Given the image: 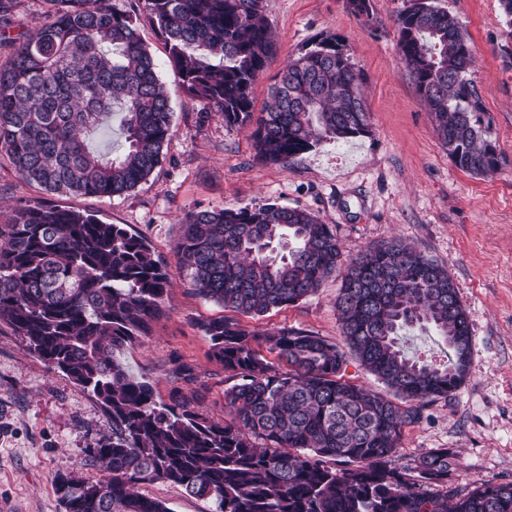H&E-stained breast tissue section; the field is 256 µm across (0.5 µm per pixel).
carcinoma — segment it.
<instances>
[{
  "label": "carcinoma",
  "mask_w": 512,
  "mask_h": 512,
  "mask_svg": "<svg viewBox=\"0 0 512 512\" xmlns=\"http://www.w3.org/2000/svg\"><path fill=\"white\" fill-rule=\"evenodd\" d=\"M48 18L11 36L22 0H0V161L53 195L121 197L145 182L171 135L170 92L119 0H45ZM164 36L188 97L227 127L251 117L255 82L278 48L261 0H142ZM398 54L453 164L488 177L501 166L472 50L456 16L435 0H407ZM121 112L123 150L102 154L89 135ZM252 133L256 156L286 169L323 140L368 133L362 79L344 39L326 34L289 61ZM175 245L201 297L259 316L341 278L343 344L298 329L269 333L233 317L201 325L234 384L230 419L195 410L177 390L155 399L114 352L149 333L170 285L148 242L122 224L49 205L17 209L0 225V321L28 350L92 392L112 436L91 449L107 476L59 473L65 512H171L137 491L164 481L215 504L214 512H512V483H448L446 448L397 466L405 427L471 372L469 314L448 269L400 240L345 256L310 211L277 202L190 210ZM430 327L441 363L406 354L401 336ZM386 395L345 378L349 357Z\"/></svg>",
  "instance_id": "cac0c4a2"
}]
</instances>
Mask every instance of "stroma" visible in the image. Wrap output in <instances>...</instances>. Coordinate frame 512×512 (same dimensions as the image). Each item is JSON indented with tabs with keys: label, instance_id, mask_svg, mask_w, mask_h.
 <instances>
[{
	"label": "stroma",
	"instance_id": "35a3bbf8",
	"mask_svg": "<svg viewBox=\"0 0 512 512\" xmlns=\"http://www.w3.org/2000/svg\"><path fill=\"white\" fill-rule=\"evenodd\" d=\"M436 2L458 18L471 44V76L502 155L494 176L458 169L438 139L398 55L395 19L405 0H371L373 26L351 14L348 0H262L278 42V66L320 35L334 34L348 44L364 80L368 134L322 142L287 169L257 160L255 123L225 127L220 115L189 100L140 0H125L170 91L171 136L160 166L134 191L112 199L49 195L0 167V223L22 206L48 204L95 214L145 238L164 261L171 288L148 335L115 357L165 402L178 385L177 364L193 366L199 411L217 421L224 418L228 383L200 325L225 311L195 293L177 262L174 246L188 210L271 200L311 211L350 257L394 238L413 244L445 265L457 286L470 316L472 371L452 395L428 402L419 423L404 428L396 462L445 448L458 460L452 483L512 482V23L500 0ZM339 286L328 279L316 295L243 323L339 341ZM111 432L112 418L92 394L0 322V512H64L56 474L101 479L88 453ZM140 492L171 512L214 510L213 502L167 482L142 485Z\"/></svg>",
	"mask_w": 512,
	"mask_h": 512
}]
</instances>
